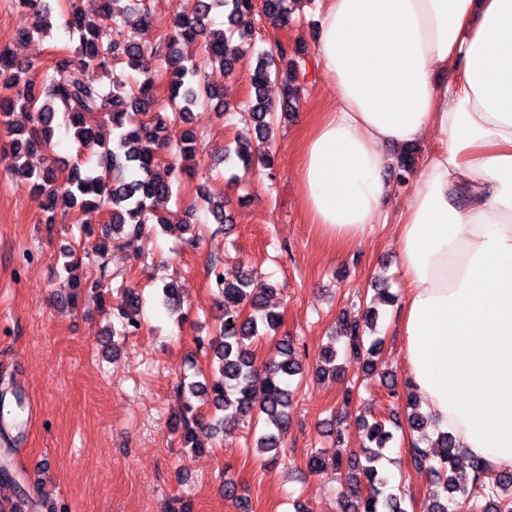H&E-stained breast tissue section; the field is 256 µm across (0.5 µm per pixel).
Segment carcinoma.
<instances>
[{
    "label": "carcinoma",
    "mask_w": 512,
    "mask_h": 512,
    "mask_svg": "<svg viewBox=\"0 0 512 512\" xmlns=\"http://www.w3.org/2000/svg\"><path fill=\"white\" fill-rule=\"evenodd\" d=\"M86 0H63V14L70 30L79 35L80 45L75 54L56 55L41 75H32L19 65L14 51L0 47V79L8 93L0 96V120L11 134L10 158L12 171L26 183L30 192L40 198L43 223L56 224L57 213L104 210L109 220L100 228L103 239L118 248L131 249L140 255L149 235L148 224H168L165 206L180 194L184 173L177 157L196 152V135L189 130L176 148H171L166 131L172 121L199 106L221 100L218 89L201 84L199 68L185 63L175 47L182 42L202 40L210 62L219 64L231 73L240 60L237 52L228 49V35L235 33L236 20L256 12V0H192V7L167 28L164 40L169 52L158 59V69L168 81L167 104L137 118L135 114L155 101V80L151 72H141L139 79L112 78V86L104 91L86 78V68L94 64L104 70L125 65L131 70L141 66L143 48L126 31L127 15L134 12L131 5H120L121 0H97L93 10ZM18 3L36 10L41 18L37 33L45 35L52 28L51 7L42 0H18ZM224 12V26L216 28L209 15L212 10ZM290 0H263L262 12L274 28H285L291 20ZM302 50L287 42L275 41L274 47L257 55L250 71V102L248 116L257 133V143L237 141L233 154L244 171L260 165L271 168L272 153L268 135L276 112L286 115L293 111L301 96L299 76L302 68ZM281 80L280 105L265 97V87L271 76ZM27 120L29 127L14 125L15 110ZM63 111L68 127L78 148H90L113 171L112 184L98 181L87 168L74 164L65 182L58 180L56 170L49 164L35 166L31 160L37 153L49 148L57 111ZM112 127V145L104 142L102 129ZM224 198L208 201V211L218 230L226 222ZM78 245L66 251L65 273L83 265V258L91 256V266L79 279H66L60 295L66 303L75 301L73 291L103 296L102 289L111 281H120L125 302L112 309V335L133 336L142 329L141 295L127 286L122 273L109 265V251L105 244H90L94 230L78 227ZM91 252H86V248ZM220 265L209 267L210 285L215 290L224 317L215 329V338L197 340L198 348L208 347L214 353L218 366L204 378L194 382L190 391L207 394L212 399L214 415L211 428L226 432L239 425L245 417H256L261 423L255 439L256 451L269 453L281 448V435L292 419V393L289 380L303 373L292 340L283 336L274 343L275 356L264 364L263 377L257 376L252 345L266 338L281 323L280 314L264 306V288L254 285L249 274L235 281L219 280L216 271ZM378 311L374 307L353 320H341L336 336L324 346L317 357L314 376L324 380L338 376L336 341L344 340L345 352L366 358L370 371L377 370L381 341L368 340L366 333L374 330ZM14 405L6 408V393H0V421L12 417V426H24L23 397L11 392ZM407 424L418 438L411 449L414 466L425 471L442 485L443 492L433 501L431 512H512V467L490 471L487 463L471 459L468 470L459 464L460 443L449 432L433 434L431 419L419 411L415 400L408 401ZM204 419L193 413V406L185 403L174 418V428L182 430L185 442L195 437L196 428ZM367 444L362 448L364 460L340 455L326 456L323 451L311 454L308 467L313 473L327 465L346 466L349 493L341 501L342 512H406L403 500L393 494H384L375 485H386L377 467L384 450L391 447L394 434L390 427H400L396 415L362 419ZM372 491L361 494L362 483ZM484 503H479V500ZM373 510H368V507Z\"/></svg>",
    "instance_id": "cac0c4a2"
}]
</instances>
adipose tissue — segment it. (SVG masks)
<instances>
[{
    "label": "adipose tissue",
    "instance_id": "ef3b65f1",
    "mask_svg": "<svg viewBox=\"0 0 512 512\" xmlns=\"http://www.w3.org/2000/svg\"><path fill=\"white\" fill-rule=\"evenodd\" d=\"M316 60L338 104L298 145L307 218L350 250L386 221L390 147L435 137L397 226L406 378L512 465V0H321Z\"/></svg>",
    "mask_w": 512,
    "mask_h": 512
}]
</instances>
